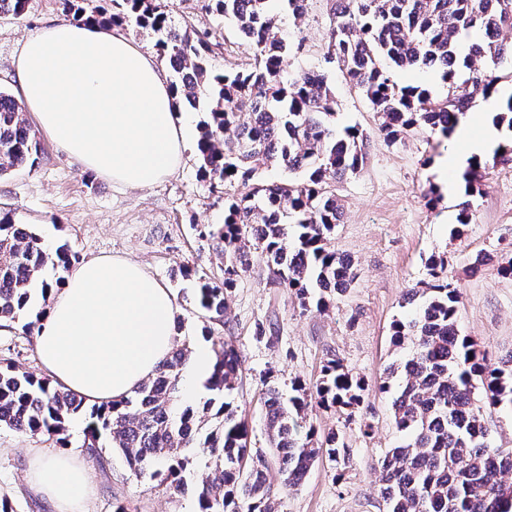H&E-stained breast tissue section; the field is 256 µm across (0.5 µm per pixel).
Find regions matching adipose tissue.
Returning <instances> with one entry per match:
<instances>
[{
  "label": "adipose tissue",
  "instance_id": "1",
  "mask_svg": "<svg viewBox=\"0 0 512 512\" xmlns=\"http://www.w3.org/2000/svg\"><path fill=\"white\" fill-rule=\"evenodd\" d=\"M20 100L84 169L144 188L182 161L188 124L155 57L95 22L52 23L21 46ZM175 297L133 260L97 256L52 289L35 336L50 378L91 402H117L155 373L176 335ZM31 487L55 512H81L92 484L77 459L32 452Z\"/></svg>",
  "mask_w": 512,
  "mask_h": 512
}]
</instances>
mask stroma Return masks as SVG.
Listing matches in <instances>:
<instances>
[{"label": "stroma", "mask_w": 512, "mask_h": 512, "mask_svg": "<svg viewBox=\"0 0 512 512\" xmlns=\"http://www.w3.org/2000/svg\"><path fill=\"white\" fill-rule=\"evenodd\" d=\"M63 0H28L17 18L0 20V87L14 89L15 59L22 43L52 21L64 20ZM170 23L190 32L211 31L224 44L210 59L213 71L247 63L252 51L238 40L234 27L205 9V0H163ZM328 0H307L303 20L279 11V27L288 42L303 41L304 50L289 56L287 74L323 70L332 79L336 125L355 126L366 137V156L354 175L337 180L343 217L332 243L351 257L356 279L327 310L301 309L296 297L272 283L261 258L240 279L229 297L214 337L238 351L242 370L233 398L247 422L254 453L267 466L271 493L279 512H383L378 461L399 445L392 393L379 392L386 368L398 358L390 344L393 320L410 317L419 307L409 293L429 278L431 256L443 257L448 281L460 293L457 309L461 335L470 337L492 360L512 353V278L500 265L512 259V165L486 169L481 195L463 189L447 192L431 173L433 163L454 150V142L423 132L402 143L387 144L376 133L378 118L368 101L327 63ZM190 132L180 167L158 183L132 189L84 170L67 158L45 132L37 137L44 152L35 166L0 177V211L16 223L33 225L47 253L67 245L75 261L94 256L129 258L172 289L178 307V340L192 349L205 344L204 320L195 303L201 278L220 281L224 261L202 233L224 221V196L211 191L198 172L195 152L203 113L179 104ZM434 197H427L428 189ZM470 202V222L458 224L462 202ZM484 264H475L477 254ZM273 329L257 335L259 324ZM12 358L23 371L46 375L34 337L0 332V358ZM363 378L370 393L352 410L310 406L307 424L317 438L336 432L345 455L318 459L297 488L284 485L268 447L260 388L270 377L282 390L293 381L315 385L329 358ZM370 432H362L363 424ZM85 424H67L68 454L83 461L93 491L83 512H196L194 498L166 492L157 480L136 475L124 456L110 454L99 468L82 448ZM59 453L54 439L0 429V500L11 512H53L51 504L26 481L31 450Z\"/></svg>", "instance_id": "obj_1"}]
</instances>
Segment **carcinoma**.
<instances>
[{
	"label": "carcinoma",
	"mask_w": 512,
	"mask_h": 512,
	"mask_svg": "<svg viewBox=\"0 0 512 512\" xmlns=\"http://www.w3.org/2000/svg\"><path fill=\"white\" fill-rule=\"evenodd\" d=\"M276 0H208V8L248 38L254 62L214 74L209 56L223 47L168 24L161 0H112L105 24L133 23L158 35L159 55L175 61L171 85L179 100L208 114L199 127V175L224 193V223L202 232L224 258V280L204 281L197 304L210 322H224L229 293L251 268V250L260 252L270 279L295 294L303 309H327L331 296L347 290L356 274L346 256L331 248L343 205L336 180L357 173L365 158L364 135L354 127L336 130V97L321 71L294 77L284 61L300 51L281 36ZM326 60L368 100L381 118L378 132L395 144L420 129L449 138L458 116L475 97L498 92L501 68L512 70V0H330ZM27 0H0V18L18 17ZM472 30L483 40L468 51L461 36ZM423 67L441 70L447 93L401 85L396 73ZM494 122L512 132V92ZM42 147L21 104L0 89V177L32 166ZM277 164L302 171L301 182L269 183L260 171ZM482 164L463 175L468 197L482 192ZM72 255L58 247L50 256L35 232L0 218V328L32 314L47 301L52 283L47 264L66 271ZM430 282L413 290L423 301L409 320L391 327L392 345L411 348L402 365L392 364L378 389L397 386L394 422L405 441L379 462L385 512H512V448L488 442L485 407L512 408V353L495 365L457 325L458 292L445 281L444 261H428ZM210 393L200 407L174 409L181 375L191 360L186 343L173 350L156 373L119 403L92 404L46 377L21 371L0 358V427L56 437L68 447L66 422H86L83 448L103 464L106 451L120 450L131 470L148 474L178 496L188 493L197 512H278L266 467L245 468L252 456L249 430L238 415L232 392L240 369L238 352L212 336ZM482 389L483 404L474 401ZM288 398L264 392L266 433L284 485L301 484L317 459L333 460L344 442L328 433L314 445V429L300 438V420L313 400L352 409L367 386L330 358L315 389L292 383ZM210 469L191 481L190 449Z\"/></svg>",
	"instance_id": "cac0c4a2"
}]
</instances>
